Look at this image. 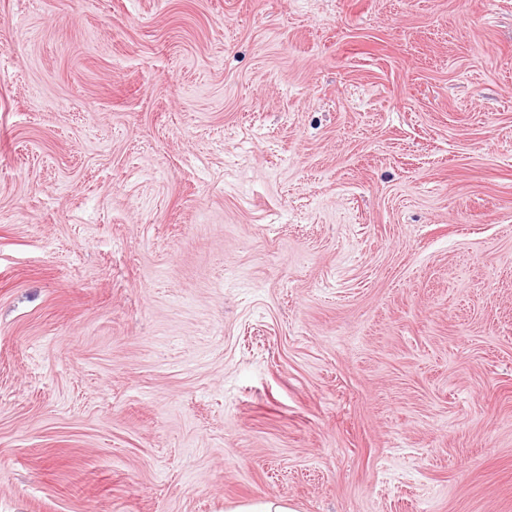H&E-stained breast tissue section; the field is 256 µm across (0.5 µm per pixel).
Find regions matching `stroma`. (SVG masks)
I'll list each match as a JSON object with an SVG mask.
<instances>
[{"label":"stroma","instance_id":"stroma-1","mask_svg":"<svg viewBox=\"0 0 512 512\" xmlns=\"http://www.w3.org/2000/svg\"><path fill=\"white\" fill-rule=\"evenodd\" d=\"M512 512V0H0V512ZM232 512H295L283 497H268L257 502L243 503Z\"/></svg>","mask_w":512,"mask_h":512}]
</instances>
